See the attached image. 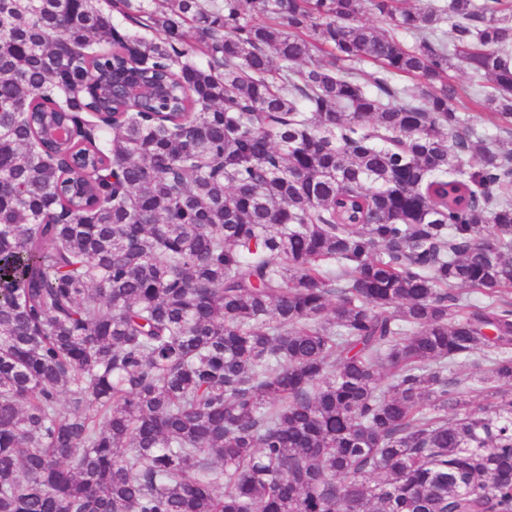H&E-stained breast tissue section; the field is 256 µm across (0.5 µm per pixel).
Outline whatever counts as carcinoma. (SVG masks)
<instances>
[{
	"label": "carcinoma",
	"mask_w": 512,
	"mask_h": 512,
	"mask_svg": "<svg viewBox=\"0 0 512 512\" xmlns=\"http://www.w3.org/2000/svg\"><path fill=\"white\" fill-rule=\"evenodd\" d=\"M464 97L512 118V0H0V512H512Z\"/></svg>",
	"instance_id": "1"
}]
</instances>
